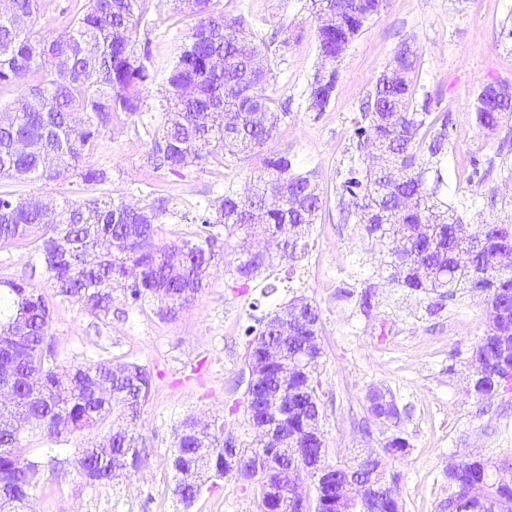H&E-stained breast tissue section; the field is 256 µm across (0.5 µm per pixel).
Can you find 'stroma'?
I'll list each match as a JSON object with an SVG mask.
<instances>
[{"instance_id":"stroma-1","label":"stroma","mask_w":512,"mask_h":512,"mask_svg":"<svg viewBox=\"0 0 512 512\" xmlns=\"http://www.w3.org/2000/svg\"><path fill=\"white\" fill-rule=\"evenodd\" d=\"M216 10L244 19L261 37L280 23L298 27L301 36L288 47L270 45L276 73L271 95L288 100L271 149L288 153L297 165L314 171L327 207L307 237L304 255L293 264L287 287L268 300L260 293L266 279L240 289L230 272L243 250L257 239L233 237L223 265L213 268L210 286L175 320L160 319L153 305L129 308L114 296L112 313L98 319L73 301L55 300L52 343L61 369L87 360L129 361L148 368L154 387L144 404L140 431L150 448L139 469L118 481L91 486L71 465L46 466L30 495V512H259L252 489L227 478L215 491L203 492L191 508L172 493L167 458L176 428L184 418L203 423L223 419L239 439L254 437L244 412H230L232 380L244 366V329L258 311L282 308L296 296L321 310L325 349L319 381L321 430L330 463L349 462L358 452H377L394 432L408 437L403 457L386 458L387 474L396 475L404 512H438L448 496L444 471L468 454L494 462L512 461V393L482 404L467 393L469 357L485 328L483 297L464 294L435 308V295L406 294L390 282L385 248L368 238L360 225L339 220L336 189L353 154L351 135L359 105L372 91L393 52L406 40L419 49V82L434 96L433 109L448 113L453 131L445 178L448 192L481 201L499 176L482 181L471 175L473 159L495 157L499 136L480 130L470 105L490 82L512 84V0H384L381 11L350 42L336 63L338 83L331 106L322 113L305 109L303 90L318 62V26L304 0H214ZM155 55H172L194 19L177 0H153L146 17ZM147 148L131 121H115L102 135L86 166L106 168V183L88 186L70 178L20 185L29 200L91 195L147 203L148 191L170 201L162 218L169 241L195 230L200 206L227 185L244 188L260 164L251 158L226 166L211 162L173 173L154 170ZM371 292L372 309L358 305ZM260 310H253V302ZM389 388L408 410L399 425L373 419L367 411L370 388Z\"/></svg>"}]
</instances>
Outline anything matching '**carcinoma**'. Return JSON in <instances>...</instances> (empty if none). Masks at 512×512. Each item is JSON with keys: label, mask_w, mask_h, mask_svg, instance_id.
Instances as JSON below:
<instances>
[{"label": "carcinoma", "mask_w": 512, "mask_h": 512, "mask_svg": "<svg viewBox=\"0 0 512 512\" xmlns=\"http://www.w3.org/2000/svg\"><path fill=\"white\" fill-rule=\"evenodd\" d=\"M11 2L12 11L0 12V92L18 88L20 94L0 111L1 178L106 182V170L85 169L82 163L120 114L141 122L147 163L156 170L178 173L192 165L256 156L261 164L247 192L227 187L211 203L200 230L164 243L159 231L169 199L163 196L141 207L105 196L36 207L14 190H0V250L33 246L31 270H43L49 283L45 290L24 278H0V365L14 372L13 400L0 407V512H24L44 462L58 458V445L67 435L108 427L110 457L97 456L89 442L75 456L77 469L92 486L138 469L146 456L138 421L151 395L152 374L140 364L110 359L73 364L60 375L52 345V299L77 302L105 318L112 313L113 292L119 291L132 306L153 301L160 318L174 319L209 287L211 270L224 262L227 247L220 239L241 231L264 239L263 252L246 254L233 266L245 289L275 264L293 262L306 250L309 227L317 223L325 201L313 172L300 170L288 154L268 149L277 120L264 42L241 19L214 11L213 0H185L195 23L170 59L153 55L148 33H140L144 0H87L70 29L55 38L31 33L46 0ZM309 2L317 18L327 8L337 11L333 26L317 27L322 63L305 91L306 110L324 112L338 81L329 63L379 8L377 0ZM16 15L25 18L24 26L16 25ZM419 70L417 48L401 43L362 101L352 132L361 159L340 181L338 205L344 219L362 225L379 245H391L397 287L441 300L488 290L486 329L470 352V365L483 367L470 393L488 402L505 391V372L512 368V268L498 265V257L512 251V235L495 224L475 229L463 223L459 212L468 208L467 201L448 202L444 170L450 117L432 116L433 97L420 91ZM158 80L167 105L149 112L145 93ZM471 112L476 125L490 134L512 119V104L490 96L484 86ZM470 252L485 271L481 281L454 275L458 258ZM290 304L303 310L304 322L296 331L275 322L274 311L245 328L244 364L261 367L267 400L253 398L246 388L231 412L241 407L248 424L270 423L279 400L288 397V415L279 420L288 442L277 453L288 456L291 469L279 479L267 478L260 444L225 448L224 423L217 421L211 452L202 456L191 417L180 422L169 466L175 474L205 465L204 484L214 489L229 477L228 454L243 462L234 480L254 490L260 512H295V500L305 496L312 512H344L348 493L335 474L318 487L309 477L293 485L314 461L327 458L328 449L309 422L320 406L324 348L310 347L309 368L289 367L310 337L322 335L321 311L305 297ZM274 345L282 347L279 364L266 359ZM367 400L374 418L400 420L389 390L373 388ZM32 436L41 437L46 447H30ZM409 449L407 438L394 435L382 451L397 458ZM509 469L512 463L481 456L460 460L446 472L448 498L439 512H512V485L494 478L495 471ZM173 495L188 508L200 493L177 481ZM375 508L403 512V501L379 494Z\"/></svg>", "instance_id": "carcinoma-1"}]
</instances>
